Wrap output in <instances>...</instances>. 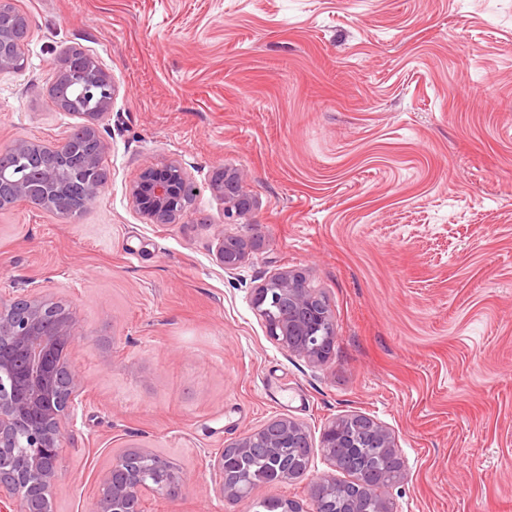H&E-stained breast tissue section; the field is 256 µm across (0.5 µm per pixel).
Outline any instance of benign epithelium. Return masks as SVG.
Wrapping results in <instances>:
<instances>
[{
  "instance_id": "1",
  "label": "benign epithelium",
  "mask_w": 512,
  "mask_h": 512,
  "mask_svg": "<svg viewBox=\"0 0 512 512\" xmlns=\"http://www.w3.org/2000/svg\"><path fill=\"white\" fill-rule=\"evenodd\" d=\"M14 29L0 20V69L13 66ZM65 81L80 90L99 108H110L115 95L111 82L100 83L77 66L54 72L53 83ZM100 117L87 116L88 148L83 161L101 165L108 142L97 127ZM243 174L220 170L211 181L212 192L224 200V218L236 220L252 209L251 199L241 191ZM14 179L10 166L0 163V207L12 203L25 191ZM104 184L66 181L56 193L78 202L81 210L92 208ZM198 186L176 161L145 166L129 191L133 208L154 224H175L186 213ZM245 244L222 241L216 259L230 273L238 268ZM250 303L264 323L268 336L288 353L310 363L328 358L336 341V325L327 301L308 286L299 272L280 271L252 289ZM85 338V327L65 304L28 292L0 299V512H45L62 473V442L66 425L74 416L81 392V377L72 364L76 343ZM312 447L306 427L280 417L246 433L214 458L215 486L229 502L252 497L257 486L241 477L242 462L255 455L279 462L269 479L260 483L268 491L273 509L303 512L300 502L283 499L275 491L284 484L307 480L308 498L315 510L324 500L346 493L342 512H392L384 491L399 482L405 461L395 437L372 418L362 421L352 414L328 423L320 448L332 468L339 461L361 466L353 487L336 484V477L322 473L307 478L309 468L301 462L303 450ZM185 477L168 457L146 448H130L115 456L112 466L99 478L92 512H146L155 497L178 498Z\"/></svg>"
}]
</instances>
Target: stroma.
Listing matches in <instances>:
<instances>
[{"instance_id": "35a3bbf8", "label": "stroma", "mask_w": 512, "mask_h": 512, "mask_svg": "<svg viewBox=\"0 0 512 512\" xmlns=\"http://www.w3.org/2000/svg\"><path fill=\"white\" fill-rule=\"evenodd\" d=\"M32 28L0 71V147L55 143L69 49L115 86L105 190L81 217L0 210V297L50 293L83 322L85 390L53 512H90L130 447L186 478L147 512H249L215 453L276 417L319 441L363 413L407 464L393 512H512V0H12ZM200 188L176 224L129 200L141 168ZM252 211L224 220L215 169ZM253 240L234 273L219 238ZM303 273L336 324L314 366L269 338L250 293Z\"/></svg>"}]
</instances>
